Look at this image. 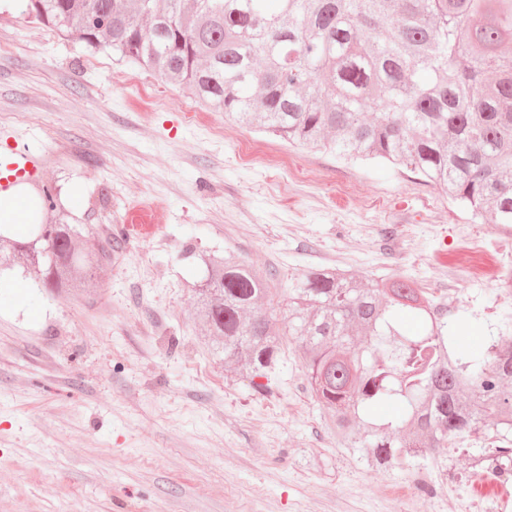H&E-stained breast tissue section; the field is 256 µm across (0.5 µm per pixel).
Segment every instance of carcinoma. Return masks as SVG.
I'll use <instances>...</instances> for the list:
<instances>
[{
	"label": "carcinoma",
	"mask_w": 512,
	"mask_h": 512,
	"mask_svg": "<svg viewBox=\"0 0 512 512\" xmlns=\"http://www.w3.org/2000/svg\"><path fill=\"white\" fill-rule=\"evenodd\" d=\"M94 50L185 84L240 125L346 160L402 164L474 217L512 225V0H26ZM37 224L13 264L90 290L107 250ZM191 288L224 366L274 369L281 336L244 313L269 289L233 257ZM288 336L326 426L373 467H416L481 427L512 433V345L469 347V319L415 282L311 270L288 289ZM360 328L369 345L350 336Z\"/></svg>",
	"instance_id": "obj_1"
}]
</instances>
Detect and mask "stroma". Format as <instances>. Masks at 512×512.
Masks as SVG:
<instances>
[{"label": "stroma", "instance_id": "35a3bbf8", "mask_svg": "<svg viewBox=\"0 0 512 512\" xmlns=\"http://www.w3.org/2000/svg\"><path fill=\"white\" fill-rule=\"evenodd\" d=\"M197 117L188 120L187 108ZM249 140L285 169L245 163ZM44 158V221L85 248L119 239L91 294L0 272V512H466L485 427L423 469L381 471L325 431L291 341L265 388L213 354L189 288L231 251L266 281L278 328L310 269L400 275L512 340L500 285L457 269L512 234L405 166L347 161L229 121L183 84L93 51L0 0V144Z\"/></svg>", "mask_w": 512, "mask_h": 512}]
</instances>
